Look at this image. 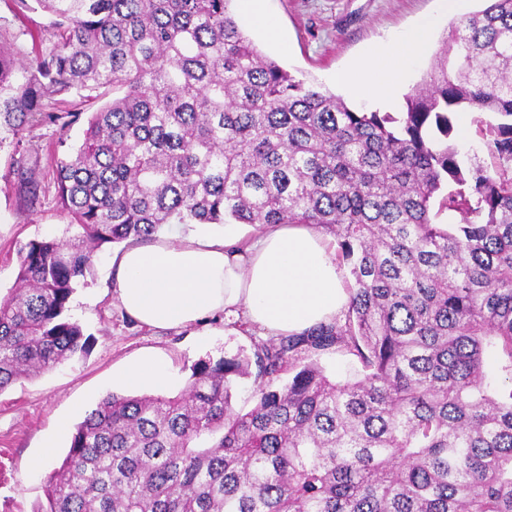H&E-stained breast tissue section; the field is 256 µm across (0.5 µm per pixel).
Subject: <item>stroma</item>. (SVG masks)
<instances>
[{
    "label": "stroma",
    "mask_w": 512,
    "mask_h": 512,
    "mask_svg": "<svg viewBox=\"0 0 512 512\" xmlns=\"http://www.w3.org/2000/svg\"><path fill=\"white\" fill-rule=\"evenodd\" d=\"M264 7L278 38L248 19L240 24L265 55L290 74L342 97L350 107L395 116L404 111L406 94L435 65L442 39L456 19L454 13L443 12L440 0H265ZM426 15L439 18L429 52L406 71L392 105L356 98L337 83V72L374 46L407 34ZM50 25V16L35 0L25 5L0 0V44L10 47L18 64L33 58L35 35H43V48H51L46 36ZM56 140V127L48 122L28 128L19 140L8 133L0 137V298L14 285L18 245L62 235L70 222L47 174ZM31 176L38 182L33 195L24 187ZM119 250V245H104L70 299L71 317L92 337L89 353L0 392V512H34L44 501L46 478L66 456L75 426L108 394L121 392L117 374L143 353L167 359L175 394L186 386L199 359L249 356L257 345L275 340L220 317L184 329L140 327L112 294V257Z\"/></svg>",
    "instance_id": "35a3bbf8"
}]
</instances>
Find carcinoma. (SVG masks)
Masks as SVG:
<instances>
[{
	"instance_id": "obj_1",
	"label": "carcinoma",
	"mask_w": 512,
	"mask_h": 512,
	"mask_svg": "<svg viewBox=\"0 0 512 512\" xmlns=\"http://www.w3.org/2000/svg\"><path fill=\"white\" fill-rule=\"evenodd\" d=\"M231 2L37 0L52 47L19 68L0 45L15 139L42 117L66 140L81 113L46 111L55 96L105 100L55 162L71 224L17 249L0 392L88 353L76 286L104 244L168 224L313 225L349 267L348 304L252 361L199 360L175 395H107L37 512H512V0L451 24L398 117L305 86ZM463 109L494 114L489 168L461 164ZM330 351L361 372L328 376Z\"/></svg>"
}]
</instances>
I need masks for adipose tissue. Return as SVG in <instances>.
Listing matches in <instances>:
<instances>
[{
	"label": "adipose tissue",
	"mask_w": 512,
	"mask_h": 512,
	"mask_svg": "<svg viewBox=\"0 0 512 512\" xmlns=\"http://www.w3.org/2000/svg\"><path fill=\"white\" fill-rule=\"evenodd\" d=\"M432 19L419 21L400 49H379L338 74L353 95L392 103L405 69L428 49ZM119 306L141 326L187 328L219 315L297 335L336 319L348 302L326 239L306 224H265L250 240L195 225L191 233L133 246L113 263Z\"/></svg>",
	"instance_id": "adipose-tissue-1"
}]
</instances>
